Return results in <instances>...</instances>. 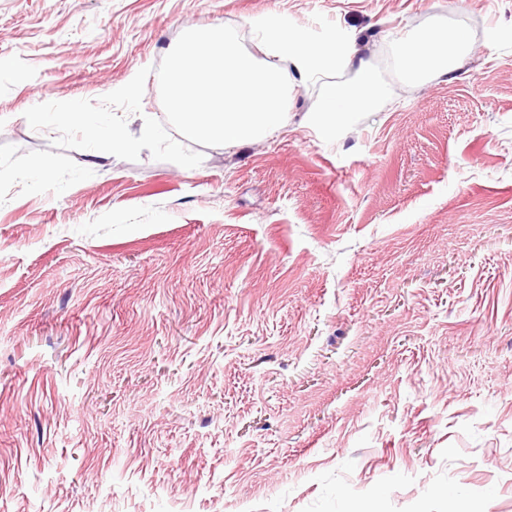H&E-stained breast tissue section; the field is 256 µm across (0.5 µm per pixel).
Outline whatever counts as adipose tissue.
Instances as JSON below:
<instances>
[{"label":"adipose tissue","instance_id":"ef3b65f1","mask_svg":"<svg viewBox=\"0 0 512 512\" xmlns=\"http://www.w3.org/2000/svg\"><path fill=\"white\" fill-rule=\"evenodd\" d=\"M258 54L242 51L226 30L188 34L169 49L168 114L187 134L234 149L288 126L295 82L319 87L304 121L335 133L352 115L376 111L387 87L374 67L357 60L351 32L315 35L277 14L252 21ZM392 47L412 83L447 74L470 47L464 31L441 27L395 36Z\"/></svg>","mask_w":512,"mask_h":512}]
</instances>
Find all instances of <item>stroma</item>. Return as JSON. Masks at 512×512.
<instances>
[{
	"mask_svg": "<svg viewBox=\"0 0 512 512\" xmlns=\"http://www.w3.org/2000/svg\"><path fill=\"white\" fill-rule=\"evenodd\" d=\"M267 13L355 31L378 111L170 124L168 47ZM1 57L0 512H512V0H0ZM392 47L401 64L403 77L418 83L430 73L448 74L470 44L462 30L435 27L416 35H397ZM157 128L150 124H143L139 130V138H132L125 126L112 124V127L106 130H95L96 135H105L112 145L113 153L126 152L136 146L138 140L152 139L157 135Z\"/></svg>",
	"mask_w": 512,
	"mask_h": 512,
	"instance_id": "obj_1",
	"label": "stroma"
}]
</instances>
